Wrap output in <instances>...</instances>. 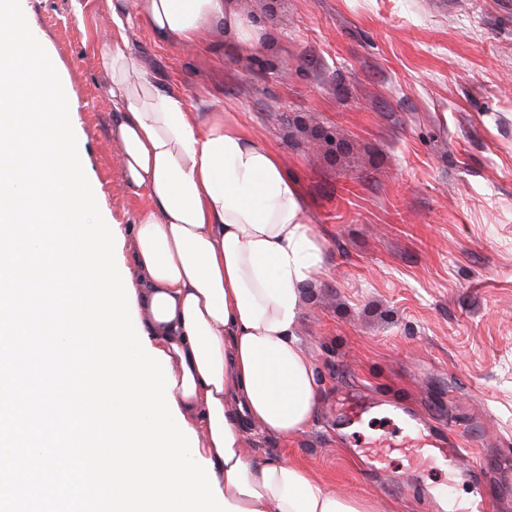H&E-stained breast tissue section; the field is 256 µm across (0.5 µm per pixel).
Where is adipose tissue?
I'll use <instances>...</instances> for the list:
<instances>
[{
    "label": "adipose tissue",
    "instance_id": "obj_1",
    "mask_svg": "<svg viewBox=\"0 0 512 512\" xmlns=\"http://www.w3.org/2000/svg\"><path fill=\"white\" fill-rule=\"evenodd\" d=\"M161 39L195 45L216 25L244 44L255 30L224 0H112L100 54L123 174L146 200L129 254L144 333L163 351L180 412L243 512H379L301 464L256 461L250 435L302 433L320 390L297 334L322 249L277 154L214 112L159 92L129 50L131 16Z\"/></svg>",
    "mask_w": 512,
    "mask_h": 512
}]
</instances>
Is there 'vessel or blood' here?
Instances as JSON below:
<instances>
[{"instance_id":"vessel-or-blood-1","label":"vessel or blood","mask_w":512,"mask_h":512,"mask_svg":"<svg viewBox=\"0 0 512 512\" xmlns=\"http://www.w3.org/2000/svg\"><path fill=\"white\" fill-rule=\"evenodd\" d=\"M361 453L371 471L387 472L391 457L398 456L417 475L444 467L450 476L470 482L476 481L484 465L483 457L468 448L464 438L451 439L418 427L398 442L388 433H379L364 442Z\"/></svg>"}]
</instances>
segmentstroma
Returning <instances> with one entry per match:
<instances>
[{"instance_id":"stroma-1","label":"stroma","mask_w":512,"mask_h":512,"mask_svg":"<svg viewBox=\"0 0 512 512\" xmlns=\"http://www.w3.org/2000/svg\"><path fill=\"white\" fill-rule=\"evenodd\" d=\"M75 94L100 211L130 230L128 189L99 55L108 0H24ZM263 32L243 45L213 28L198 46L132 22L129 44L155 86L187 111L220 112L273 149L306 200L323 263L298 335L320 384L298 436L257 434L255 460L309 468L382 512H426L412 478L353 466V450L404 408L440 431L473 429L480 483L424 486L497 497L512 446V0H232ZM367 393L348 424L337 404Z\"/></svg>"}]
</instances>
